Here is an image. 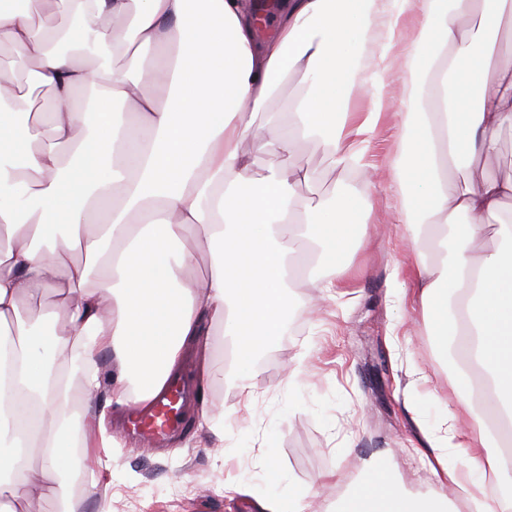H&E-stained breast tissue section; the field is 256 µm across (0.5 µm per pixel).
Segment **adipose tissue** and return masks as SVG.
Returning <instances> with one entry per match:
<instances>
[{
    "label": "adipose tissue",
    "mask_w": 512,
    "mask_h": 512,
    "mask_svg": "<svg viewBox=\"0 0 512 512\" xmlns=\"http://www.w3.org/2000/svg\"><path fill=\"white\" fill-rule=\"evenodd\" d=\"M27 2L19 11L0 0V44L32 63V82L57 105L37 145L0 95V512H43L77 448L101 449L98 477L111 479L118 439L69 426L73 382L85 412L105 392L147 408L186 358L210 377L220 324L236 387L252 400L256 354L294 309L299 263L328 266L323 297L344 287L366 204L348 189L301 201L311 172L265 167L246 140L259 121L271 152L311 138L334 167L359 166L384 101L348 112V75L377 31L386 69L428 78L398 103L404 196L394 211L416 254L413 286L398 299L422 316L438 352L455 349L483 372L486 389L459 396L449 426L429 438L432 470L464 492L462 507L410 497L374 464L344 512H379L382 500L389 512H512V455L489 449L493 435L512 444V174L489 164L497 132L512 127V0H280L265 36L252 0ZM422 3L433 28L407 54L404 21ZM90 39L128 49V65L88 68L79 47ZM169 45L161 61L139 58ZM288 70L303 91L285 113L268 111ZM117 99L139 123L113 111ZM451 164L464 169L462 185L448 186ZM103 352L114 366L107 381ZM452 439L458 466L448 463ZM262 478L259 512H315L308 495L282 491L275 455Z\"/></svg>",
    "instance_id": "obj_1"
}]
</instances>
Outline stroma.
Here are the masks:
<instances>
[{
    "label": "stroma",
    "instance_id": "35a3bbf8",
    "mask_svg": "<svg viewBox=\"0 0 512 512\" xmlns=\"http://www.w3.org/2000/svg\"><path fill=\"white\" fill-rule=\"evenodd\" d=\"M401 115L384 109L367 145L366 161L376 182H354L332 168L314 142L302 141L292 153L270 154L264 136L251 147L264 164L309 169L314 177L301 196H329L342 186L363 199L369 211L367 235H355L345 257L352 278L349 294L307 308L314 283L329 272L319 268L298 277L296 305L282 334L258 360L261 371L251 404H244L233 380L222 326H214L212 375L204 385L206 405L223 415V436L199 429L198 409H183L184 428L161 448L134 437L123 425L125 413L104 405L107 422L122 440L116 449L112 483L114 512H257L266 486L261 466L274 449L292 489L312 487L318 499H336L341 490L327 474L358 479L365 461L388 464L400 488L426 498L456 500L432 473L428 434L443 424L446 407L478 387L479 374L460 381L455 355L441 356L423 319L406 320L392 282L395 265L413 261L404 227L392 223V207L380 186L397 177ZM416 395L417 411L406 408ZM224 444L223 468L213 449Z\"/></svg>",
    "mask_w": 512,
    "mask_h": 512
}]
</instances>
